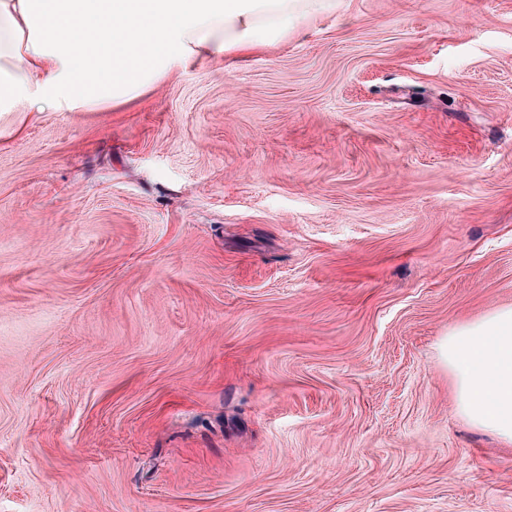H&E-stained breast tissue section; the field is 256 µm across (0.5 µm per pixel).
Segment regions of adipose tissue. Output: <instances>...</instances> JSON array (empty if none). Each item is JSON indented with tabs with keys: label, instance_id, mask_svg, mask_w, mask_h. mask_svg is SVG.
<instances>
[{
	"label": "adipose tissue",
	"instance_id": "obj_1",
	"mask_svg": "<svg viewBox=\"0 0 512 512\" xmlns=\"http://www.w3.org/2000/svg\"><path fill=\"white\" fill-rule=\"evenodd\" d=\"M346 0H0V112L122 104L174 70L243 58ZM440 362L461 415L512 444V306L452 328Z\"/></svg>",
	"mask_w": 512,
	"mask_h": 512
}]
</instances>
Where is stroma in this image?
Here are the masks:
<instances>
[{
    "label": "stroma",
    "instance_id": "stroma-1",
    "mask_svg": "<svg viewBox=\"0 0 512 512\" xmlns=\"http://www.w3.org/2000/svg\"><path fill=\"white\" fill-rule=\"evenodd\" d=\"M512 306V0L0 112V512H512L438 345Z\"/></svg>",
    "mask_w": 512,
    "mask_h": 512
}]
</instances>
